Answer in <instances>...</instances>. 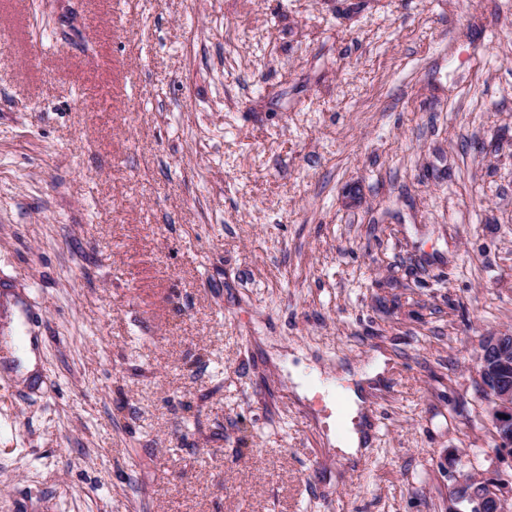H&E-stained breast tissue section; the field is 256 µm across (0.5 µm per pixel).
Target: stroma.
<instances>
[{
  "instance_id": "stroma-1",
  "label": "stroma",
  "mask_w": 512,
  "mask_h": 512,
  "mask_svg": "<svg viewBox=\"0 0 512 512\" xmlns=\"http://www.w3.org/2000/svg\"><path fill=\"white\" fill-rule=\"evenodd\" d=\"M0 33V512L512 495L477 364L512 331V0H0ZM452 481L451 494L458 502H466L469 512H508L506 500L495 485L475 473L449 471Z\"/></svg>"
}]
</instances>
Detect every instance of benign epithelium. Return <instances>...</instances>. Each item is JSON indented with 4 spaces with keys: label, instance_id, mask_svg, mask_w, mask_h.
I'll return each instance as SVG.
<instances>
[{
    "label": "benign epithelium",
    "instance_id": "1",
    "mask_svg": "<svg viewBox=\"0 0 512 512\" xmlns=\"http://www.w3.org/2000/svg\"><path fill=\"white\" fill-rule=\"evenodd\" d=\"M512 357V334L502 332L485 338L479 358L482 386L491 394L494 409L492 425L498 448L512 456V382L498 380L507 372ZM451 494L465 502L469 512H508L506 500L489 480L472 472L449 471Z\"/></svg>",
    "mask_w": 512,
    "mask_h": 512
}]
</instances>
